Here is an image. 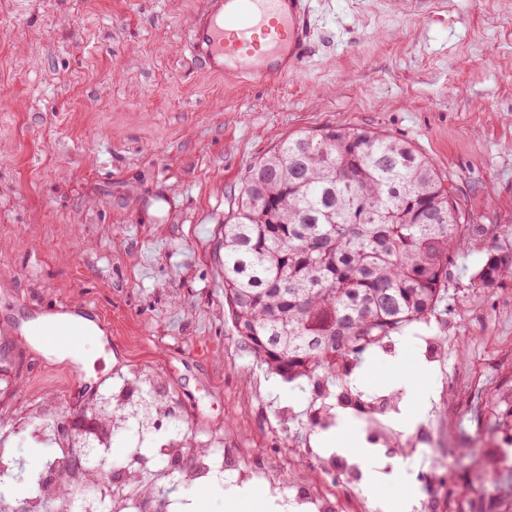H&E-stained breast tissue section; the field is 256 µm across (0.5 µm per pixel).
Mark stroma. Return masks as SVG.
I'll use <instances>...</instances> for the list:
<instances>
[{"mask_svg": "<svg viewBox=\"0 0 512 512\" xmlns=\"http://www.w3.org/2000/svg\"><path fill=\"white\" fill-rule=\"evenodd\" d=\"M298 69L260 82L203 70L189 32L206 0H0V381L13 414L76 379L121 388L162 374L176 433L223 464L170 479L174 512H307L321 459L355 469L364 512H512V278H472L512 246V0H313ZM375 130L432 159L484 233L450 264L427 321L358 354L334 393L385 401L401 448L352 417L324 445L323 399L269 373L224 304L222 237L249 169L299 131ZM167 199L158 210L156 199ZM92 306L112 329L83 355L38 351L48 304ZM447 339L437 355L432 339ZM0 416L31 472L49 445ZM278 461L282 487L240 470Z\"/></svg>", "mask_w": 512, "mask_h": 512, "instance_id": "35a3bbf8", "label": "stroma"}]
</instances>
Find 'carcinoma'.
Returning a JSON list of instances; mask_svg holds the SVG:
<instances>
[{
  "label": "carcinoma",
  "instance_id": "1",
  "mask_svg": "<svg viewBox=\"0 0 512 512\" xmlns=\"http://www.w3.org/2000/svg\"><path fill=\"white\" fill-rule=\"evenodd\" d=\"M471 223L434 164L403 140L301 131L248 171L224 221V300L238 340L286 381L324 394L350 360L444 301ZM512 276L496 248L479 288Z\"/></svg>",
  "mask_w": 512,
  "mask_h": 512
}]
</instances>
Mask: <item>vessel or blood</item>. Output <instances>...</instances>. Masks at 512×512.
Here are the masks:
<instances>
[{
  "label": "vessel or blood",
  "instance_id": "vessel-or-blood-1",
  "mask_svg": "<svg viewBox=\"0 0 512 512\" xmlns=\"http://www.w3.org/2000/svg\"><path fill=\"white\" fill-rule=\"evenodd\" d=\"M310 33L309 0H207L189 43L211 75L284 78L305 57ZM61 313L56 306L42 308L27 331L43 349L77 352L82 342L94 339L91 324L99 316L87 307L70 319Z\"/></svg>",
  "mask_w": 512,
  "mask_h": 512
}]
</instances>
